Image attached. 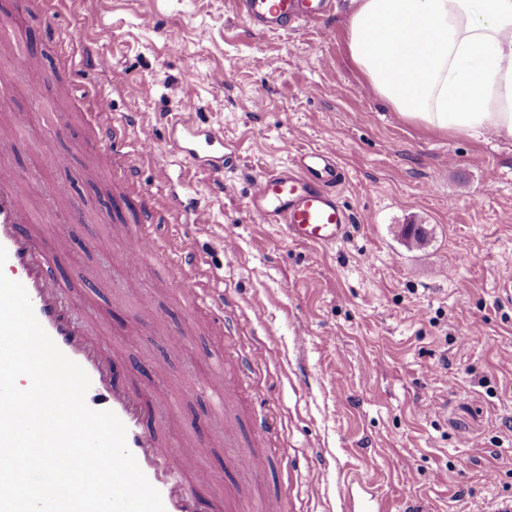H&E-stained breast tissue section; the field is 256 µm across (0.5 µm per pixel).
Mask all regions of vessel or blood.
Here are the masks:
<instances>
[{
    "instance_id": "vessel-or-blood-1",
    "label": "vessel or blood",
    "mask_w": 512,
    "mask_h": 512,
    "mask_svg": "<svg viewBox=\"0 0 512 512\" xmlns=\"http://www.w3.org/2000/svg\"><path fill=\"white\" fill-rule=\"evenodd\" d=\"M241 16L258 31L288 34L319 21L333 8V0H236ZM29 14L37 16L50 33L60 28V15L53 0H23ZM86 114L96 145L105 149L108 160L104 180L116 181L125 193L139 226L138 234L124 244L126 263L154 262L168 269L169 278L191 303L205 305L215 327L224 325V298L214 294L200 273L201 260L186 238L169 243L157 239L151 228L162 216L180 222L182 201L178 194L157 197L138 181L137 166L123 153L119 142L136 133L141 156L152 155L155 141L149 127L137 126L132 115L112 113L109 98L94 94ZM174 153L191 166L212 173L224 171L225 155H213L223 135L203 125L200 109L192 96H185L169 122ZM344 174L336 151L326 145L300 152L287 165L258 174L253 182L249 209L261 223L278 225L295 241L332 246L344 239L352 215L341 205L337 186ZM17 175L0 167V246L8 252L6 275L24 285L34 313L60 350L87 372L91 389L103 398V409L113 411L127 428V446L153 487L161 494L165 512H204L196 498L199 484L210 482L208 471L187 478L186 469L200 455L199 445L184 440L164 444L151 429L149 399L133 389L122 374L113 372L112 359L97 329L76 322L60 302L59 288L49 275L50 259L42 243L31 233L34 209L16 191Z\"/></svg>"
}]
</instances>
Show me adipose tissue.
Listing matches in <instances>:
<instances>
[{
    "instance_id": "1",
    "label": "adipose tissue",
    "mask_w": 512,
    "mask_h": 512,
    "mask_svg": "<svg viewBox=\"0 0 512 512\" xmlns=\"http://www.w3.org/2000/svg\"><path fill=\"white\" fill-rule=\"evenodd\" d=\"M349 55L416 125L512 136V0H351Z\"/></svg>"
}]
</instances>
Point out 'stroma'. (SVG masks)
I'll return each mask as SVG.
<instances>
[{"label": "stroma", "mask_w": 512, "mask_h": 512, "mask_svg": "<svg viewBox=\"0 0 512 512\" xmlns=\"http://www.w3.org/2000/svg\"><path fill=\"white\" fill-rule=\"evenodd\" d=\"M348 8L336 0L321 24L276 35L253 30L232 0H79L81 30L62 29L87 41L110 32L98 41L95 89L113 113L155 130L142 184L203 212L204 224L186 232L224 296L230 335L191 313L163 267L121 260L136 227L95 175L102 155L90 148L81 90L50 76L31 100L30 77L15 66L34 43L46 66L58 52L20 0H0V123H20L0 164L24 176L22 194L32 182L75 184L82 221L52 206L34 224L53 280L75 317L95 319L129 383L164 400L165 440L200 444L199 463L213 475L197 488L202 498L233 492L232 512H256L272 496L283 512H345L350 488L381 512H484L512 497V288L503 285L512 272V137L429 131L363 96L346 46ZM187 92L233 153L222 180L170 149L165 115ZM326 144L346 173L337 188L354 219L345 238L312 246L259 223L248 206L254 177ZM160 165L168 184L154 179ZM407 224L426 225L423 246L404 240ZM228 236L235 249H225ZM131 280L151 295L153 319L140 317ZM257 345L263 362L246 364ZM156 362L166 363L164 378L150 372ZM226 379L242 390L226 399L220 430L202 386ZM257 419L269 427L261 438ZM233 451L264 452L274 464L268 475L245 474L228 464Z\"/></svg>", "instance_id": "obj_1"}]
</instances>
